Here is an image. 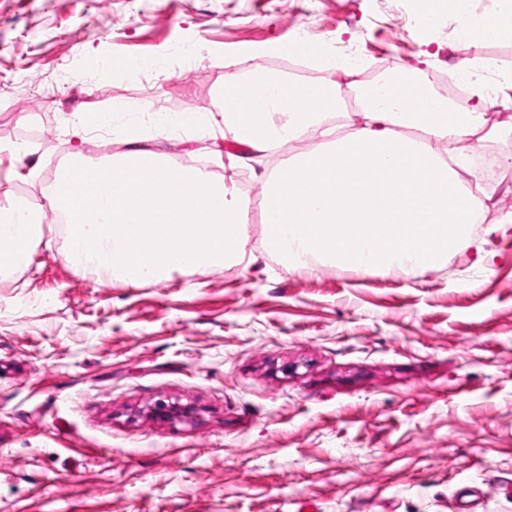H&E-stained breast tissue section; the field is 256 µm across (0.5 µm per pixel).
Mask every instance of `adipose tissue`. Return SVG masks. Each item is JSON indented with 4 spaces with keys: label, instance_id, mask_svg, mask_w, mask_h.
I'll return each instance as SVG.
<instances>
[{
    "label": "adipose tissue",
    "instance_id": "adipose-tissue-1",
    "mask_svg": "<svg viewBox=\"0 0 512 512\" xmlns=\"http://www.w3.org/2000/svg\"><path fill=\"white\" fill-rule=\"evenodd\" d=\"M487 61H461L470 107L436 94L417 71L354 82L356 110L340 108L335 82L225 75L213 103L224 129L252 152L276 154L284 141L310 149L264 176L266 253L294 270L332 266L404 274L444 267L474 249L491 269L495 253L476 238L485 202L459 145L512 137V121L490 123ZM35 205L0 194V276L26 268L44 239Z\"/></svg>",
    "mask_w": 512,
    "mask_h": 512
}]
</instances>
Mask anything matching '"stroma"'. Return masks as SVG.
Wrapping results in <instances>:
<instances>
[{
  "label": "stroma",
  "instance_id": "stroma-1",
  "mask_svg": "<svg viewBox=\"0 0 512 512\" xmlns=\"http://www.w3.org/2000/svg\"><path fill=\"white\" fill-rule=\"evenodd\" d=\"M456 22L419 28L412 0H0V144L31 149L0 185L42 201L75 141L76 112L159 115L90 138L95 159L132 148L203 165L233 193L274 168L203 122L225 73H280L274 47L358 45L369 82L405 65L443 96L464 59L507 60L512 40L466 43ZM197 47L182 74L166 62ZM146 66L104 74V59ZM244 167H230L234 156ZM512 170L474 236L496 227L491 270L475 253L415 276L290 270L250 222L252 264L199 268L129 286L77 272L61 224L51 247L0 278V512H512ZM194 404V421L142 416Z\"/></svg>",
  "mask_w": 512,
  "mask_h": 512
}]
</instances>
